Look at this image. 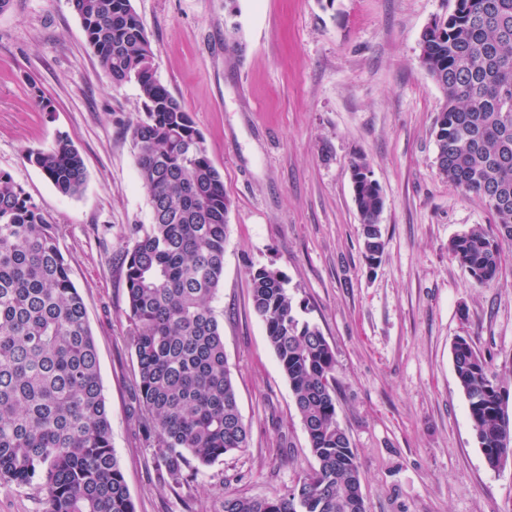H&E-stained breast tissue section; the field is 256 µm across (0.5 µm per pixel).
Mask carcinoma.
<instances>
[{
  "label": "carcinoma",
  "instance_id": "1",
  "mask_svg": "<svg viewBox=\"0 0 512 512\" xmlns=\"http://www.w3.org/2000/svg\"><path fill=\"white\" fill-rule=\"evenodd\" d=\"M87 40L114 84L135 80L143 115L132 129L151 223L137 224L126 267L128 341L137 361L139 427L159 478L193 482L201 468L248 446V427L212 303L224 279L229 202L204 138L156 80L154 50L131 0H71ZM420 62L444 96L434 126L437 165L448 183L483 197L496 232L454 238L452 256L479 285L498 279L512 246V0H455L439 32L423 35ZM63 196L81 192L85 164L59 136L28 151ZM354 203L364 257L384 253L381 188L365 157ZM255 313L288 379L316 460L303 483L271 498L231 497L224 512H367L357 456L336 418V360L314 325L296 315L284 275L251 273ZM453 367L488 463L512 455L496 374L461 337ZM0 483L37 484L43 512H136L112 450L97 351L56 228L10 173L0 170Z\"/></svg>",
  "mask_w": 512,
  "mask_h": 512
}]
</instances>
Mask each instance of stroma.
Masks as SVG:
<instances>
[{
    "label": "stroma",
    "mask_w": 512,
    "mask_h": 512,
    "mask_svg": "<svg viewBox=\"0 0 512 512\" xmlns=\"http://www.w3.org/2000/svg\"><path fill=\"white\" fill-rule=\"evenodd\" d=\"M154 75L189 112L229 201L224 280L213 303L249 429L245 450L190 485L159 481L137 420L124 270L151 221L131 132L136 82L112 84L70 0L0 12V170L55 224L94 336L112 446L136 512H223L269 497L315 464L292 391L250 299V273L281 271L300 320L333 349L336 412L368 512H512V458L487 462L452 363L471 340L512 402V248L487 286L450 254L495 217L436 163L443 96L420 63L424 29L454 0H131ZM67 135L80 194L61 196L25 155ZM383 193L385 251L363 254L350 164Z\"/></svg>",
    "instance_id": "obj_1"
}]
</instances>
